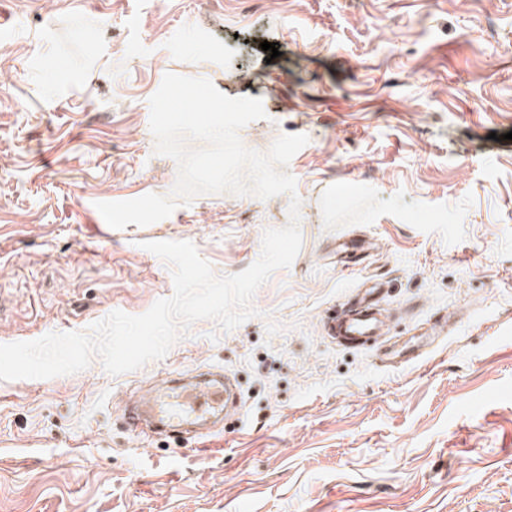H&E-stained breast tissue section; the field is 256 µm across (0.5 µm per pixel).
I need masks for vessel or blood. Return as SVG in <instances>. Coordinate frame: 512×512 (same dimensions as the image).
I'll return each mask as SVG.
<instances>
[{
  "label": "vessel or blood",
  "mask_w": 512,
  "mask_h": 512,
  "mask_svg": "<svg viewBox=\"0 0 512 512\" xmlns=\"http://www.w3.org/2000/svg\"><path fill=\"white\" fill-rule=\"evenodd\" d=\"M386 297L383 282L369 279L352 289L345 308L327 311L323 326L329 336L355 348L375 347L382 363L412 364L424 360L433 349L439 330L447 324L439 318L417 334L401 341H389L391 323L384 319L380 304ZM233 398L226 384L212 380L204 385L179 384L158 394H145L123 414L131 433L143 428L180 432L198 421L223 414Z\"/></svg>",
  "instance_id": "b4317fda"
}]
</instances>
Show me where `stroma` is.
I'll use <instances>...</instances> for the list:
<instances>
[{
  "mask_svg": "<svg viewBox=\"0 0 512 512\" xmlns=\"http://www.w3.org/2000/svg\"><path fill=\"white\" fill-rule=\"evenodd\" d=\"M167 73L261 99L248 148L307 136L301 248L233 331L197 321L119 376L0 381V512H512V0H0V344L171 296L144 242L225 276L287 225L288 196L229 193L106 224L97 203L174 186L149 128ZM343 236L372 248L344 265ZM371 277L396 333L450 316L424 361L325 334ZM208 368L242 394L222 430H126L129 396Z\"/></svg>",
  "mask_w": 512,
  "mask_h": 512,
  "instance_id": "35a3bbf8",
  "label": "stroma"
}]
</instances>
